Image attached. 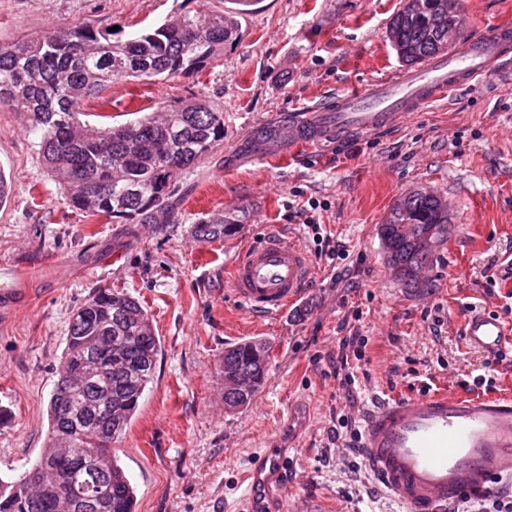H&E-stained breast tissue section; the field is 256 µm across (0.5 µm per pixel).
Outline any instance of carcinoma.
<instances>
[{"mask_svg": "<svg viewBox=\"0 0 512 512\" xmlns=\"http://www.w3.org/2000/svg\"><path fill=\"white\" fill-rule=\"evenodd\" d=\"M256 0L228 10L176 13L125 39L94 25L60 28L0 45V102L21 112L39 134L46 166L70 207L123 224L161 223L171 212L172 173L194 166L224 140V113L204 101L167 104L140 120L92 126L81 106L105 99L117 78L194 75L239 36V17ZM393 46L408 65L448 49L444 0L405 7L390 22ZM233 225L217 217L194 225L219 240ZM378 234L388 266L408 292L429 288L420 272L437 254L419 249L429 234L448 242V209L436 195L408 194ZM269 348L244 340L224 350L222 366L249 385L224 390V404L248 405L262 386ZM161 343L147 311L119 288L100 289L75 311L61 373L50 398L45 455L15 480L0 479V512H135L136 490L112 444L126 434L154 378Z\"/></svg>", "mask_w": 512, "mask_h": 512, "instance_id": "carcinoma-1", "label": "carcinoma"}]
</instances>
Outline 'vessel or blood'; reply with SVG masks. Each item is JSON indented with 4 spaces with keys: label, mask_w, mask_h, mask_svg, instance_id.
Here are the masks:
<instances>
[{
    "label": "vessel or blood",
    "mask_w": 512,
    "mask_h": 512,
    "mask_svg": "<svg viewBox=\"0 0 512 512\" xmlns=\"http://www.w3.org/2000/svg\"><path fill=\"white\" fill-rule=\"evenodd\" d=\"M511 64L512 27L500 26L452 55L373 81L332 104L273 119L271 127L294 145L346 131L371 133ZM22 274V266H13L9 281L0 282V312L11 313L20 304L15 282ZM311 277L304 247L270 229L240 252L229 287L247 309L273 315L296 299ZM463 336L494 357L512 345V324L475 313L465 319ZM360 446L369 469L407 512H433L436 505L483 494L495 480H512V398L445 393L389 398L365 415ZM288 464V450L276 439L252 456L242 478L243 512H285Z\"/></svg>",
    "instance_id": "b4317fda"
}]
</instances>
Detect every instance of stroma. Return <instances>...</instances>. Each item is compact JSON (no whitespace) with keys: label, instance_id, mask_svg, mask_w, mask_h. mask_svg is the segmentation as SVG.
Returning <instances> with one entry per match:
<instances>
[{"label":"stroma","instance_id":"1","mask_svg":"<svg viewBox=\"0 0 512 512\" xmlns=\"http://www.w3.org/2000/svg\"><path fill=\"white\" fill-rule=\"evenodd\" d=\"M407 0H260L240 36L202 73L113 80L106 104L84 105L92 125L136 120L180 99L224 112V140L175 172L174 211L161 224H117L73 211L39 153L38 134L0 103V266L26 263V302L0 318V477L19 476L47 443L48 404L74 311L101 288H121L148 311L161 340L155 375L115 448L136 488V512H240L248 459L309 410L291 440L289 501L310 512H404L351 447L364 412L393 396L439 389L512 396V358L490 361L466 344L472 311L507 312L512 280L487 289V260L512 261V67L376 133H344L312 148L266 151L269 119L357 91L403 69L389 25ZM223 0H0V44L87 22L124 32L177 11L207 14ZM455 42L512 26V0H460ZM428 189L448 207L451 233L425 272L431 288L407 294L378 237L391 208ZM233 224L220 240L194 236L215 214ZM300 243L313 279L286 311L264 316L230 292L234 259L265 228ZM344 246L330 260L314 243ZM367 340L344 384L341 337ZM257 338L270 346L266 380L251 403L224 406V350ZM492 376L493 385L476 384ZM348 427H341V420Z\"/></svg>","mask_w":512,"mask_h":512}]
</instances>
